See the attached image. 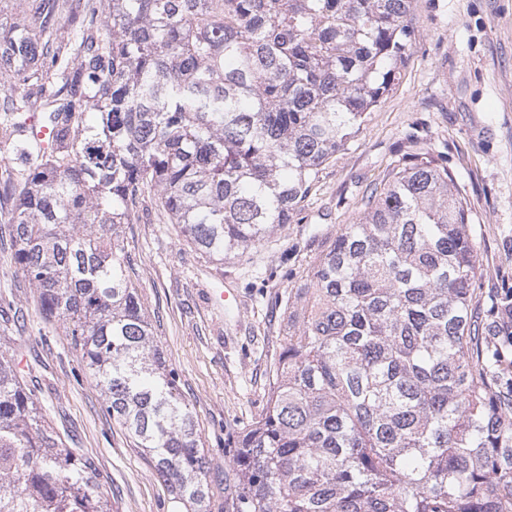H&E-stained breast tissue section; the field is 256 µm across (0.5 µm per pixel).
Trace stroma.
Segmentation results:
<instances>
[{"mask_svg": "<svg viewBox=\"0 0 512 512\" xmlns=\"http://www.w3.org/2000/svg\"><path fill=\"white\" fill-rule=\"evenodd\" d=\"M412 23L411 56L392 90L324 166L302 210L259 247L220 262L196 254L152 190L120 227L130 276L212 462L210 512H224L235 489L228 461L265 407L283 297L355 222L370 182L408 141L441 154L455 175L481 270L479 312L498 332L492 310L512 289V0H414ZM13 252L0 239V336L26 366L47 365L40 402L50 423L95 459L112 512H173L149 457L103 412L79 352L40 311ZM225 288L236 294L226 306L214 300Z\"/></svg>", "mask_w": 512, "mask_h": 512, "instance_id": "obj_1", "label": "stroma"}]
</instances>
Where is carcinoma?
I'll list each match as a JSON object with an SVG mask.
<instances>
[{
	"mask_svg": "<svg viewBox=\"0 0 512 512\" xmlns=\"http://www.w3.org/2000/svg\"><path fill=\"white\" fill-rule=\"evenodd\" d=\"M413 0H27L0 16V132L47 116L0 179L12 260L167 485L210 512L189 406L120 245L155 190L222 261L303 207L407 62ZM466 199L417 144L389 165L285 303L263 413L225 512H512V391L472 285ZM0 350V512H112Z\"/></svg>",
	"mask_w": 512,
	"mask_h": 512,
	"instance_id": "cac0c4a2",
	"label": "carcinoma"
}]
</instances>
